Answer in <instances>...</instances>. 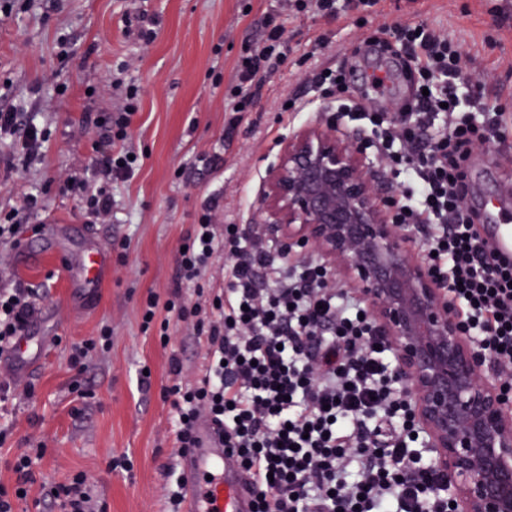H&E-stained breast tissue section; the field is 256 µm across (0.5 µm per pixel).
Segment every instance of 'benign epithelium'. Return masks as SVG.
I'll return each instance as SVG.
<instances>
[{
  "instance_id": "1",
  "label": "benign epithelium",
  "mask_w": 512,
  "mask_h": 512,
  "mask_svg": "<svg viewBox=\"0 0 512 512\" xmlns=\"http://www.w3.org/2000/svg\"><path fill=\"white\" fill-rule=\"evenodd\" d=\"M396 209L360 136L317 121L281 142L245 233L318 253L334 284L361 296L396 354L457 512H512V401L484 375L486 357L464 335L447 285L395 223Z\"/></svg>"
}]
</instances>
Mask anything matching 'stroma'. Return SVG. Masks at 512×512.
<instances>
[{"mask_svg": "<svg viewBox=\"0 0 512 512\" xmlns=\"http://www.w3.org/2000/svg\"><path fill=\"white\" fill-rule=\"evenodd\" d=\"M0 107L23 106L47 133L45 150L18 174L0 170V211L17 195L40 194V218L28 219L14 246L0 245V280L37 288L29 330L39 351L23 390L0 407V483L12 485L6 463L28 442L47 452L38 481L58 484L83 471L97 481L106 512H166L176 413L162 390L178 356L183 380L197 378L203 350L196 337L171 325L168 346L140 331L139 305L148 293L166 296L177 280L180 242L213 207L222 224L247 225L268 166L293 130L334 115L313 98L311 85L325 68L350 72L371 37L398 52V24L423 23L457 44L465 79L480 83L484 102L512 114V0H379L375 13L348 8L334 18L282 7L279 0H0ZM275 16L288 37L279 69L254 87V104L232 130L224 113L233 104L237 64L246 43L260 41ZM152 28L149 46L139 39ZM118 86H109V79ZM135 90L138 112L125 142L135 151L134 176L113 183L112 218L90 223L76 198L62 194L57 177L82 172L95 137L86 115H102ZM304 114L285 111L288 99ZM96 245L108 255L102 280L68 287L69 275L52 249L68 257ZM112 329L109 350L84 374L68 361L70 345ZM151 371L141 388L140 371ZM89 396L72 392L73 381ZM128 450L132 472L109 470L113 450Z\"/></svg>", "mask_w": 512, "mask_h": 512, "instance_id": "35a3bbf8", "label": "stroma"}]
</instances>
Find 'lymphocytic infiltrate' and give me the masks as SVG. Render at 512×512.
Instances as JSON below:
<instances>
[{
	"mask_svg": "<svg viewBox=\"0 0 512 512\" xmlns=\"http://www.w3.org/2000/svg\"><path fill=\"white\" fill-rule=\"evenodd\" d=\"M404 70L413 93L397 112H375L352 97L345 75L320 78L336 95L339 112L372 126L366 142L396 184V222L423 236L422 257L447 283L452 308L476 347L499 367H512V259L481 237L467 208V165L478 145L503 136V113L477 121V106L461 82V59L447 36L426 25L404 27ZM288 50L280 27L249 45L238 69V103L227 120L235 128L252 100L251 86L274 72ZM137 111L134 96L116 112L98 117L99 143L85 176L66 175L62 193L77 197L85 213L100 219L112 209L107 190L131 176L125 140ZM11 138L24 159L38 155L45 131L28 113L0 109V139ZM177 256L180 285L166 298L148 294L141 330L168 345L171 321L191 328L204 348L203 376L173 381L163 394L179 418L175 448L196 447L197 429L208 423L235 451L253 495L252 512H456L440 497L443 477L433 461H420V433L409 410L388 343L378 336L363 301L330 284L323 262H287L283 249L245 247L233 224L203 213ZM229 258L220 287L199 285L215 253ZM196 284L186 303L182 283ZM36 291L23 282L0 287V355L26 337ZM44 446L27 448L10 462L12 488L0 486V512L15 505L35 482ZM93 482L83 472L43 500L60 512H101Z\"/></svg>",
	"mask_w": 512,
	"mask_h": 512,
	"instance_id": "lymphocytic-infiltrate-1",
	"label": "lymphocytic infiltrate"
}]
</instances>
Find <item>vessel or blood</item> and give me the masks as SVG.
<instances>
[{"mask_svg":"<svg viewBox=\"0 0 512 512\" xmlns=\"http://www.w3.org/2000/svg\"><path fill=\"white\" fill-rule=\"evenodd\" d=\"M477 169L481 180L473 186V197L481 214L480 231L501 256L512 258V215L483 191L484 180L499 179L500 168L496 160L487 159ZM105 262L101 249L86 251L78 259L82 278L97 281ZM199 438L198 447L187 449L182 457L189 512H251L253 496L235 456L214 438L209 425H201Z\"/></svg>","mask_w":512,"mask_h":512,"instance_id":"b4317fda","label":"vessel or blood"}]
</instances>
